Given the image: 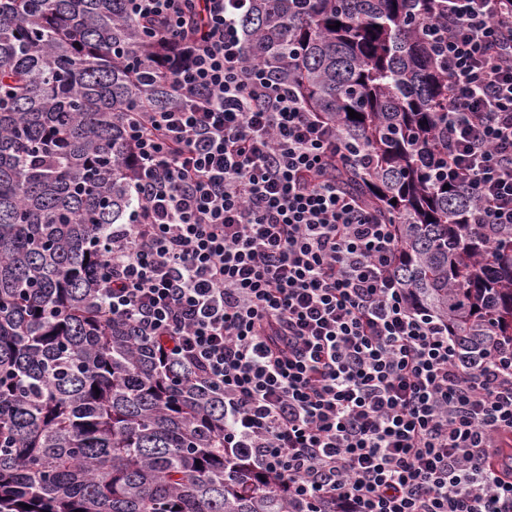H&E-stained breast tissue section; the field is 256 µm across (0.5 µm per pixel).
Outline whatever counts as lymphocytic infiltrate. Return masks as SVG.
<instances>
[{
	"label": "lymphocytic infiltrate",
	"instance_id": "f902f5d3",
	"mask_svg": "<svg viewBox=\"0 0 512 512\" xmlns=\"http://www.w3.org/2000/svg\"><path fill=\"white\" fill-rule=\"evenodd\" d=\"M448 184L512 224V0H447ZM174 42L179 104L125 117L136 209L102 299L224 396V445L288 512H512V342L460 360L396 274L398 237L338 187L366 166L298 90L245 62L248 0H127Z\"/></svg>",
	"mask_w": 512,
	"mask_h": 512
}]
</instances>
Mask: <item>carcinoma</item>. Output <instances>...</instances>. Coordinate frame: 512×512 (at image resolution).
<instances>
[{
    "instance_id": "carcinoma-1",
    "label": "carcinoma",
    "mask_w": 512,
    "mask_h": 512,
    "mask_svg": "<svg viewBox=\"0 0 512 512\" xmlns=\"http://www.w3.org/2000/svg\"><path fill=\"white\" fill-rule=\"evenodd\" d=\"M445 15V0H252L241 31L248 62L368 150L336 180L396 225L411 300L475 363L512 341V224L463 223L473 201L435 178L448 73L422 27ZM150 28L126 0H0V512H288L279 481L224 448V397L100 299V235L135 206L123 117L178 104Z\"/></svg>"
}]
</instances>
